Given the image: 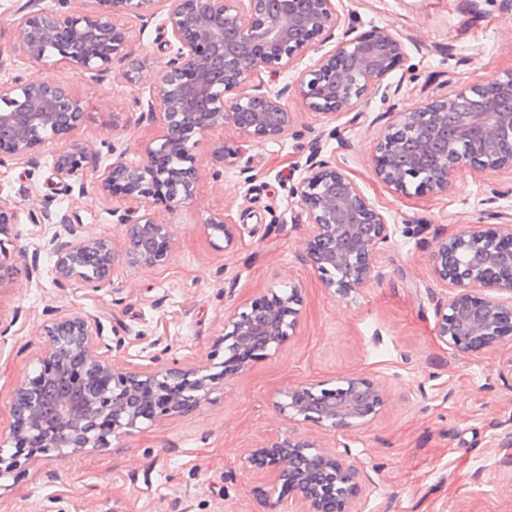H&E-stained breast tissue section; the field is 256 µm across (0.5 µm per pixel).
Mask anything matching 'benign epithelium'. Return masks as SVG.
<instances>
[{"label": "benign epithelium", "mask_w": 512, "mask_h": 512, "mask_svg": "<svg viewBox=\"0 0 512 512\" xmlns=\"http://www.w3.org/2000/svg\"><path fill=\"white\" fill-rule=\"evenodd\" d=\"M21 0L17 50L34 63L59 61L104 72L127 63L123 78H139L142 63L131 50L124 18L157 20L156 30L172 57L160 72L147 112L160 116L161 138L147 144L137 162L120 153L97 180L105 195L119 188L136 207L115 208L125 227L124 250L106 238L81 236L73 212L54 215L31 210L32 224H60L44 250L55 257V283L72 282L97 290L121 289L122 266L165 265L172 251L171 226L158 221L149 201L176 210L192 196L198 180L195 151L200 137L226 124L247 137L279 140L288 134L293 113L290 93L325 119L353 110L370 88L388 102L402 88L387 77L404 59V43L387 27L360 34L348 27L334 48L278 90L254 84L262 73L281 75L310 51L315 40L341 27V0ZM395 117L374 147L376 175L402 194L409 190L448 192L459 169L485 172L512 167V72L480 87L434 96ZM83 105L66 86L50 80L16 77L0 82V166L8 155L20 160L77 128ZM89 146L73 142L52 155V170L64 191L80 183ZM312 144L303 175L291 196L307 214L305 241L313 270L325 288L341 297L366 287L378 276L382 246L390 239L385 217L356 181L321 158ZM208 228L235 241V225L218 215ZM16 272V254L0 242V283ZM434 275L451 285L452 296L438 300V335L458 353L475 355L512 341V224H471L438 243ZM297 286L256 300L248 311L224 318L222 370L161 365L150 372H118L99 352L100 321L92 315L61 316L44 332L52 347L43 372L25 380L12 404L15 425L1 447L98 448L109 438L132 433L143 420L179 412L208 392L213 381L234 374L255 351L285 343L297 324ZM383 406L382 386L367 378L342 377L291 387L275 408L293 422L336 431L368 425ZM297 494L305 512H352L361 491L359 468L317 449L309 439L285 433L253 458Z\"/></svg>", "instance_id": "obj_1"}]
</instances>
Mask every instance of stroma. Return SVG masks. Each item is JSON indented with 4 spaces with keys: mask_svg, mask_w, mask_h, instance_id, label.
Segmentation results:
<instances>
[{
    "mask_svg": "<svg viewBox=\"0 0 512 512\" xmlns=\"http://www.w3.org/2000/svg\"><path fill=\"white\" fill-rule=\"evenodd\" d=\"M16 0H0V82L55 80L83 102L74 140L93 147L86 163L88 190L63 195L51 169L49 143L32 161L0 166V198L19 213L47 207L76 211L81 234L123 249V227L113 200L97 194L96 177L111 163V148L139 160L161 133L158 119L135 99H148L170 50L154 25L131 20L134 48L145 66L127 82L123 64L97 75L64 63L42 65L15 50ZM344 24L398 34L405 56L391 73L402 81V110L431 96L485 84L512 72V0H343ZM293 126L278 141L247 138L232 126L206 134L196 151L198 181L177 211L156 217L172 227L173 251L161 267H123L122 293L90 292L54 283L53 260L23 259L13 280L0 284V319L12 321L0 337V436L14 426L11 406L20 384L39 369L51 347L47 319L89 312L104 325L112 363L147 372L174 363L213 367L224 359V318L244 311L270 291L298 286L302 304L293 334L279 348L246 363L184 411L144 422L107 448H87L66 459L21 456L0 473V512H302L294 494L258 468L252 454L288 431L327 453L353 461L365 474L354 512H512V353L464 356L437 335L432 298L440 240L476 222L512 224V169L457 171L444 193L405 195L375 174L374 146L389 106L367 91L356 111L319 118L289 98ZM358 183L389 224L380 252V277L341 298L312 270L307 225L289 195L314 139ZM244 154L240 175L224 151ZM236 226L232 248L214 237L210 217ZM38 265L40 278L28 277ZM359 376L381 384L384 405L367 426L336 432L287 421L274 403L289 387L335 383Z\"/></svg>",
    "mask_w": 512,
    "mask_h": 512,
    "instance_id": "obj_1",
    "label": "stroma"
}]
</instances>
